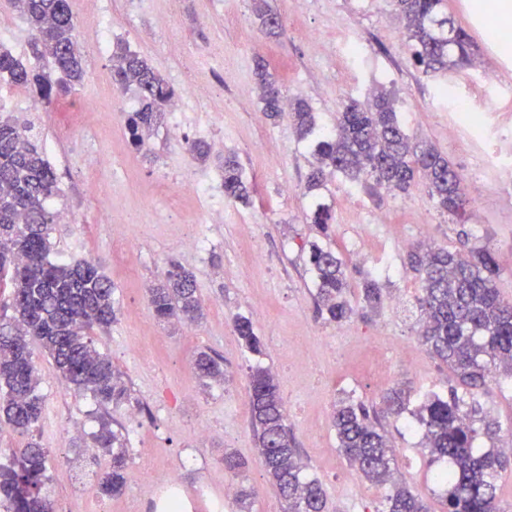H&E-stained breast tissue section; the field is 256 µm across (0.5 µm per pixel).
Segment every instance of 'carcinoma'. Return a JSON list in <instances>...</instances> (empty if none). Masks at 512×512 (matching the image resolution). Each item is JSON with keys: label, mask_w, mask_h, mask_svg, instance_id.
Segmentation results:
<instances>
[{"label": "carcinoma", "mask_w": 512, "mask_h": 512, "mask_svg": "<svg viewBox=\"0 0 512 512\" xmlns=\"http://www.w3.org/2000/svg\"><path fill=\"white\" fill-rule=\"evenodd\" d=\"M261 30L277 35L279 16L266 0H253ZM401 19L413 64L428 77L444 76L474 65V42L448 17L445 0H391ZM25 17L32 38L33 67L20 62L0 45V79L30 89L48 107L71 93L83 80L81 46L70 0H14ZM112 79L122 89L135 91L140 108L127 116L131 144L140 148L165 119L173 89L148 61L118 42L112 46ZM262 111L271 119L286 113L298 138L310 140V170L305 192L319 197L328 180L337 175L351 184L367 181L388 192H406L416 177L425 180L437 207L462 224L468 220L462 177L448 158L427 141L415 142L398 119L395 98L383 86L361 101L351 99L336 113L331 126L318 123L309 104L285 98L266 65L255 71ZM31 124L0 114V288L9 297L0 314V423L27 433L39 420V377L32 360L35 343L54 362L59 377L78 390L88 391L101 407L131 402V390L111 360L88 338L94 327L107 329L116 318L112 280L87 261H53L51 231L58 214L50 206L58 196V178L45 153L31 142ZM188 154L210 158L211 146L200 139L186 141ZM224 196L246 204L251 184L236 156L222 163ZM321 235L331 237V209L316 204L307 214ZM420 279L417 297L419 339L454 374L445 397L434 395L409 410L400 388L383 397L382 411L348 399L333 411L341 455L372 483L387 490V512H430L424 498L395 479L398 463L379 413L405 412L424 428L423 444L431 460H448L436 481L446 488L443 512H507L497 497V478L512 458L475 446L479 435L493 439L498 426L481 417L474 390L499 370L512 374V301L498 288V268L487 247L462 255L445 248L420 245L407 256ZM308 262L316 280L318 316L340 323L355 314L346 296L345 263L328 243L312 242ZM364 308L375 309L383 288L376 275L359 273ZM148 305L162 321L195 323L202 316L193 276L176 263L163 279L147 289ZM233 330L247 351L261 352L250 320L237 315ZM195 367L202 378L224 377V360L200 351ZM249 402L262 463L286 512H326L327 500L318 479L310 477L299 458L294 435L278 384L269 369L251 368ZM94 447L112 451V470L99 480L98 490L117 494L126 484L125 436L101 420ZM46 451L31 442L21 456L0 464V508L3 512H53L43 493Z\"/></svg>", "instance_id": "carcinoma-1"}]
</instances>
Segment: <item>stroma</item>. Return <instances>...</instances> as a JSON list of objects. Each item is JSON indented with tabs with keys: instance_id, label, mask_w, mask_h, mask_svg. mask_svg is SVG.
<instances>
[{
	"instance_id": "obj_1",
	"label": "stroma",
	"mask_w": 512,
	"mask_h": 512,
	"mask_svg": "<svg viewBox=\"0 0 512 512\" xmlns=\"http://www.w3.org/2000/svg\"><path fill=\"white\" fill-rule=\"evenodd\" d=\"M282 32H261L253 0H73L75 16L100 7L112 40L126 42L148 59L173 89L185 97L169 110L145 148L136 149L126 114L137 106L132 92L112 81L111 57L99 54L94 34L79 32L85 75L76 91L43 107L32 93L0 80V107L31 123L59 178L53 207L63 218L52 233L53 258L102 264L115 289L116 318L108 330L93 329L97 350L109 357L131 388L132 403L108 413L129 440L126 486L101 496L97 478L112 458L90 455L86 445L97 432L102 412L91 393L58 379L49 357L35 353L42 413L32 435L48 460V495L54 512H155L152 495L137 487L140 468L151 464L159 491L169 476L196 512H239L236 498H225L233 476L224 469L225 451L248 463L244 483L254 490L251 512H284L259 456L248 399L249 369L267 367L276 378L308 473L322 483L327 512H385V491L366 481L341 456L332 427L333 408L355 396L379 404L390 388L408 390L411 399L448 390L446 367L417 339L413 308L419 282L406 264L419 243L468 253L488 246L499 267L498 285L512 300V170L478 166L471 144L448 134L452 112L480 114L486 132L512 154V57L488 34L497 15L475 22L471 0H447L446 10L474 40L479 56L498 69L499 81L485 83L467 68L447 83L424 76L410 62L404 33H385L389 0H268ZM350 28L363 37L366 57L349 65L340 37ZM31 30L13 0H0V43L24 65H31ZM264 61L286 97L305 98L323 123H332L342 105L378 86L396 98L408 133L432 142L463 177L468 228L460 241L430 199L425 184L409 193L375 192L332 178L325 200L333 208L332 246L346 261L351 301L359 299L358 271H374L385 290L376 312L337 324L316 317L313 277L306 265L308 244L319 233L307 219L304 184L310 155L289 119H267L258 99L255 64ZM181 128L173 137L172 125ZM234 152L252 186L250 204L224 197L218 157L201 163L184 149L198 126ZM110 166H101L102 158ZM194 178L210 187L212 200L175 194L174 183ZM97 182L100 196L89 192ZM290 193H283V186ZM203 241L186 250L182 241ZM260 262L248 265L249 249ZM194 276L204 316L187 323L158 322L147 305L146 289L170 262ZM248 317L262 352H246L233 331L235 315ZM378 332L385 343L408 345L414 360L394 359L384 378L369 376L364 335ZM138 346L146 362L134 364L128 352ZM224 358L225 378L202 382L193 367L198 351ZM484 411L512 441V377L497 376L477 393ZM206 435H199L200 426ZM384 429L398 459V477L440 512L442 487L422 446V429L410 414L390 416Z\"/></svg>"
}]
</instances>
